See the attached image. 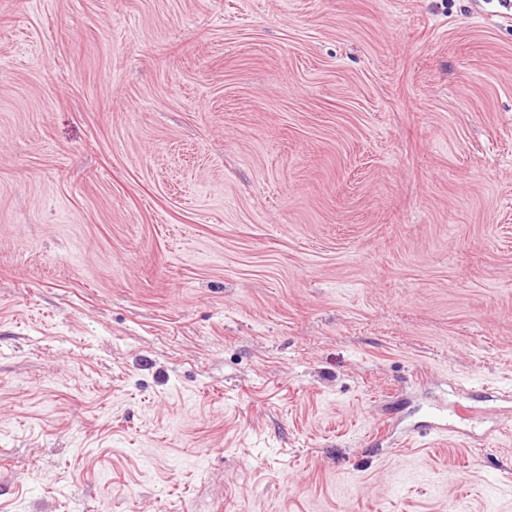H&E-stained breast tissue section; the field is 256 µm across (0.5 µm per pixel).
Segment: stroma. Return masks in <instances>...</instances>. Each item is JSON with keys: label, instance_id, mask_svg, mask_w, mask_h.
Here are the masks:
<instances>
[{"label": "stroma", "instance_id": "1", "mask_svg": "<svg viewBox=\"0 0 512 512\" xmlns=\"http://www.w3.org/2000/svg\"><path fill=\"white\" fill-rule=\"evenodd\" d=\"M509 386L512 10L0 0V512H512Z\"/></svg>", "mask_w": 512, "mask_h": 512}]
</instances>
